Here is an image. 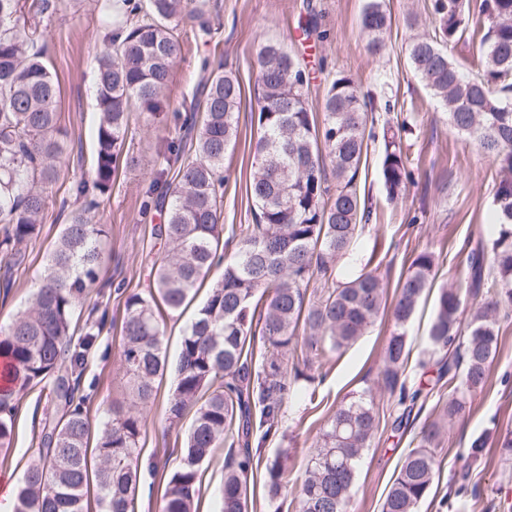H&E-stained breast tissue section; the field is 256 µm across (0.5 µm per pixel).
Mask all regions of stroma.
<instances>
[{"mask_svg":"<svg viewBox=\"0 0 512 512\" xmlns=\"http://www.w3.org/2000/svg\"><path fill=\"white\" fill-rule=\"evenodd\" d=\"M212 26L208 39L183 28V49L175 59L164 110L130 115L131 139L125 148L133 156L120 164L95 216L109 227V239L101 292L98 300L108 310L107 325L98 348L85 360L83 379L93 386L89 403L92 421H100L112 404L133 408L132 394L120 362V326L124 318L122 298L116 286L143 291L148 285L146 257L165 252L163 240L151 230L161 223L160 211L142 208V195L157 168V154L175 134L174 115L188 107L197 75L199 56L221 58L242 87L239 135L224 158V222L253 223L249 183L255 169L253 147L259 136L255 71L262 42L274 40L288 48L306 68L309 98L321 106L325 91L337 74L350 76L362 92L386 93L389 99L414 101L415 111H394L392 126L403 121L417 125L411 140L412 181L404 200L390 202L380 178L377 144H370L357 188L369 200L373 219L359 237L356 251L373 255V266L388 287H395L412 259L420 252L434 254L436 286L422 296L408 328L410 357L407 376H415L418 363L429 360L428 329L433 319L436 288L451 284L466 268L467 240L484 233L492 212L495 168L477 151L472 141L453 128L432 92L411 73L407 48L413 35L409 18L425 21L428 0H385L392 15V31L382 54L370 55L360 32V18L367 0H196ZM317 11L319 36L303 37L298 29L306 17V4ZM100 0H59V11L44 28L49 44L47 64L56 74L61 95L59 122L69 133L73 150L63 160L49 194L41 232L29 242L22 265L10 268L0 262V282L9 281L7 297L0 298V325H8L38 286L48 251L63 225L58 201L69 195L80 179L91 178L94 167L96 109L95 57L103 46ZM207 288L166 318L164 350L167 369L158 379L157 398L141 414L144 427L139 440V489L134 512H159L166 478L181 465V445L192 423L184 416L178 426L167 420L166 400L176 387L175 366L182 335ZM392 329L388 313L353 345L334 354L318 373L314 401L287 399L279 433L262 448L263 462L282 456L294 482H301L317 446L319 435L337 404L345 397L371 391L380 415L379 430L359 463L345 512H382V504L415 433L426 420L437 418V395H430L415 409L413 423L402 432L391 429L396 403L378 385L384 345ZM497 329L499 351L482 389L473 391L464 414L447 425L436 450L441 463L427 498L418 512H512V456L503 454L496 440L512 430V307L500 310ZM60 413L47 392L28 391L18 402L9 447L0 448V478L19 486L38 447L43 427ZM488 435L490 442L480 461L468 463L467 449L473 438ZM227 447L215 448L200 463V494L196 512H221L224 460ZM256 465L249 485L252 512H295L292 497L270 499L265 486V467Z\"/></svg>","mask_w":512,"mask_h":512,"instance_id":"35a3bbf8","label":"stroma"}]
</instances>
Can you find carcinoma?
Wrapping results in <instances>:
<instances>
[{"instance_id":"carcinoma-1","label":"carcinoma","mask_w":512,"mask_h":512,"mask_svg":"<svg viewBox=\"0 0 512 512\" xmlns=\"http://www.w3.org/2000/svg\"><path fill=\"white\" fill-rule=\"evenodd\" d=\"M429 0L433 30L408 48L414 76L438 99L450 124L468 137L496 168L494 208L487 234L469 246L465 277L439 289L429 341L441 357L420 363L419 380L405 374L407 329L419 300L432 286L435 258L419 253L400 277L390 307L393 329L384 347L381 386L402 408L392 430L406 428L415 404L433 392L426 380L448 379L438 398L439 419L425 422L391 484L382 512H416L440 467L435 448L441 421L466 408L484 385L498 351L496 313L512 305V0ZM57 0H0V258L24 260L22 246L36 239L62 156L67 133L59 124V86L45 58L44 19ZM104 48L97 57L98 111L91 180L72 189L81 205L68 209L65 224L38 274L39 286L25 308L0 327V358L7 359L9 388H0V447L13 432L10 401L39 387L64 409L59 422L42 430L38 457L28 467L14 512H131L139 489L136 450L142 419L112 405L94 424L81 386L86 353L98 344L106 315L87 321L75 337L78 307L100 280L108 231L92 223L112 182L129 133L131 109L154 114L168 88L182 49L184 20L211 33L194 0H104ZM384 0H368L361 15L366 49L381 53L390 37ZM459 43L475 47L465 67L448 54ZM193 113H175L180 132L167 140L144 193L143 209L167 204L154 234L168 250L153 264L147 292L125 298L121 364L135 405L154 404L155 381L166 368L165 322L160 307L174 313L192 299L211 270L224 266L186 329L176 366V387L167 400L169 423L194 411L183 463L166 482L161 512H193L199 495L198 466L219 443L224 462L223 512H248L247 479L255 454L278 429L291 385L304 373L288 364L300 354L307 368L352 345L385 308V284L370 269L373 257L353 252L371 211L356 182L376 133L368 127L378 109L347 75H339L322 102L317 121L309 102L306 71L276 42L261 44L256 85L261 136L259 165L250 184L255 223L231 230L236 240L224 254V157L238 137L242 89L235 74L208 57ZM380 177L389 200L406 193L411 159L401 138L382 126ZM175 173L169 178V173ZM356 273L330 280L343 258ZM322 288H311L317 278ZM484 298L472 312L468 335L458 342L466 297ZM304 324L307 336L299 339ZM260 342L261 359L253 344ZM379 427L371 393L340 402L330 417L311 467L301 483L299 512H344L357 467ZM256 447H251L253 437ZM268 496L288 494V467L279 457L265 464ZM95 497H90V487Z\"/></svg>"}]
</instances>
